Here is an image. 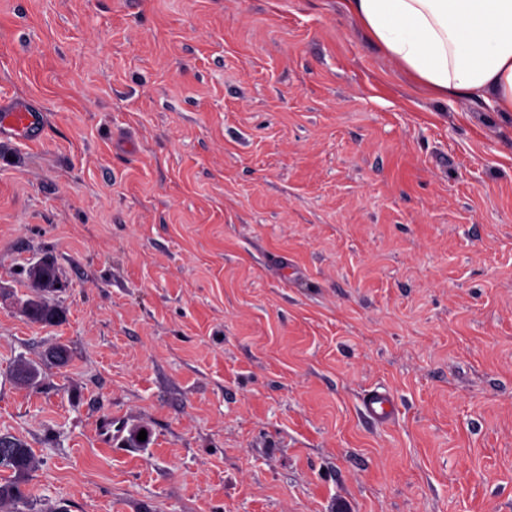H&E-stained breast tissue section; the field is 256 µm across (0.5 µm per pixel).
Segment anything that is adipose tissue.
Segmentation results:
<instances>
[{
	"label": "adipose tissue",
	"mask_w": 512,
	"mask_h": 512,
	"mask_svg": "<svg viewBox=\"0 0 512 512\" xmlns=\"http://www.w3.org/2000/svg\"><path fill=\"white\" fill-rule=\"evenodd\" d=\"M415 83L512 112V0H342Z\"/></svg>",
	"instance_id": "1"
}]
</instances>
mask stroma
Here are the masks:
<instances>
[{"label":"stroma","instance_id":"1","mask_svg":"<svg viewBox=\"0 0 512 512\" xmlns=\"http://www.w3.org/2000/svg\"><path fill=\"white\" fill-rule=\"evenodd\" d=\"M22 99L0 434L40 512H512L511 112L435 98L342 0H0ZM47 255L53 326L20 311ZM0 112V129L31 142L40 140L42 133L36 134L41 129V118L37 110L20 103L4 109V103H0ZM364 414L380 422L391 420L396 413L394 399L387 394L372 392L363 399Z\"/></svg>","mask_w":512,"mask_h":512}]
</instances>
